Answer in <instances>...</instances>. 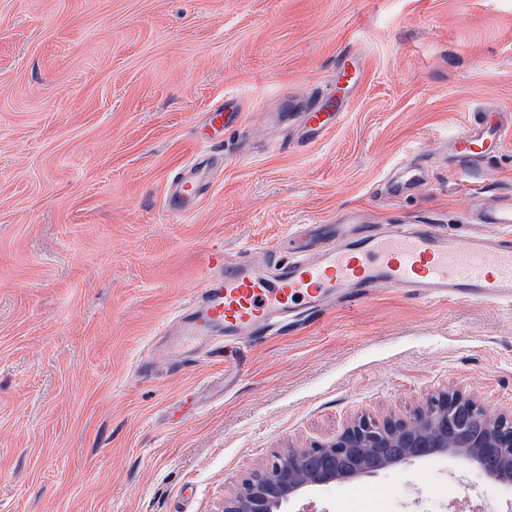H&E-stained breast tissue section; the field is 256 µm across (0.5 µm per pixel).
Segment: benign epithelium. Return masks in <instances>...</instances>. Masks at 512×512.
Instances as JSON below:
<instances>
[{
	"instance_id": "obj_1",
	"label": "benign epithelium",
	"mask_w": 512,
	"mask_h": 512,
	"mask_svg": "<svg viewBox=\"0 0 512 512\" xmlns=\"http://www.w3.org/2000/svg\"><path fill=\"white\" fill-rule=\"evenodd\" d=\"M433 455L466 456L488 478L511 484L512 416H491L459 392L432 395L405 419L362 415L325 445L275 455L224 500V512H281L311 488Z\"/></svg>"
}]
</instances>
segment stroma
<instances>
[{"label":"stroma","mask_w":512,"mask_h":512,"mask_svg":"<svg viewBox=\"0 0 512 512\" xmlns=\"http://www.w3.org/2000/svg\"><path fill=\"white\" fill-rule=\"evenodd\" d=\"M348 57L360 74L338 83ZM342 120L308 137L322 95ZM236 98L238 126L205 114ZM512 113V0H0V512H222L242 478L438 391L512 411V312L383 288L182 367L172 329L214 250L265 263L297 225L478 230L512 139L470 181L448 151ZM215 148L197 206L165 196ZM412 164L425 173L403 186ZM150 358L153 377L137 371ZM432 457L316 487L290 512H512Z\"/></svg>","instance_id":"stroma-1"}]
</instances>
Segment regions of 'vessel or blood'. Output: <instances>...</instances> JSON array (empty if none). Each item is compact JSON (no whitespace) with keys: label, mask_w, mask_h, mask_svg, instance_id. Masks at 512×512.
Here are the masks:
<instances>
[{"label":"vessel or blood","mask_w":512,"mask_h":512,"mask_svg":"<svg viewBox=\"0 0 512 512\" xmlns=\"http://www.w3.org/2000/svg\"><path fill=\"white\" fill-rule=\"evenodd\" d=\"M338 118V113L316 107L304 113L303 123L315 134L331 128ZM511 135V114L479 111L448 145L453 156L474 171L493 144ZM203 185V167L189 170L167 195V208L190 211ZM482 220L485 230L465 237L432 224H389L348 237L326 224L317 247L290 239L287 259L270 275L257 271L248 257L210 252L203 284L179 312L178 334L168 346L189 365L203 349L219 356L224 340L323 313L335 301L361 299L381 287L429 301L511 307L512 204L486 210Z\"/></svg>","instance_id":"obj_1"}]
</instances>
